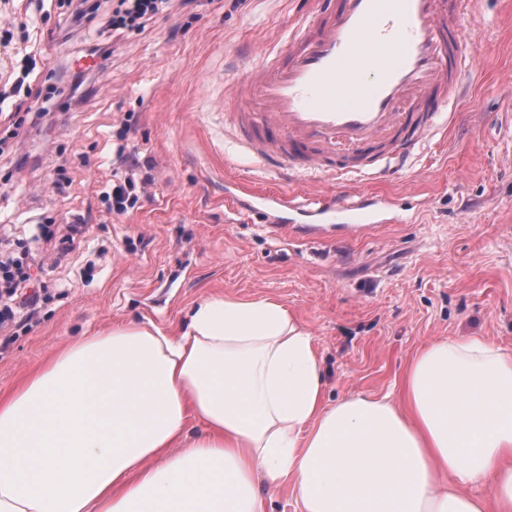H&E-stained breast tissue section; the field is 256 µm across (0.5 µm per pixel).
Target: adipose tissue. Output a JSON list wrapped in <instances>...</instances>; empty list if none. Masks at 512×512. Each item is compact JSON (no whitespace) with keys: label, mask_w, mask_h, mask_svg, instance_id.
<instances>
[{"label":"adipose tissue","mask_w":512,"mask_h":512,"mask_svg":"<svg viewBox=\"0 0 512 512\" xmlns=\"http://www.w3.org/2000/svg\"><path fill=\"white\" fill-rule=\"evenodd\" d=\"M400 397L327 403L284 303L211 296L170 333L69 342L0 394V512H265L260 480L299 512H512V351L433 342Z\"/></svg>","instance_id":"ef3b65f1"}]
</instances>
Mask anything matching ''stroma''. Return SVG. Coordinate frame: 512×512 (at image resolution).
Returning <instances> with one entry per match:
<instances>
[{"label":"stroma","mask_w":512,"mask_h":512,"mask_svg":"<svg viewBox=\"0 0 512 512\" xmlns=\"http://www.w3.org/2000/svg\"><path fill=\"white\" fill-rule=\"evenodd\" d=\"M58 3L0 0V18L18 24L11 42L0 41V86L12 61L31 56V85L48 89L49 73L66 62L47 40ZM316 8L317 0H213L199 17L158 19L116 45L82 111L26 139V149L64 162L70 187L57 190L46 169L9 188L0 160V212L11 217L0 250H24L42 216L88 225L67 254L46 257L40 311L0 351L1 392L72 339L131 320L167 330L210 296L285 303L315 338L332 403L385 395L435 341L479 337L512 350V0L468 6L481 70L447 136L387 180L340 185L346 195L392 197L397 222L354 237L329 224L302 238L234 198L248 186L311 203L323 178L288 176L241 147L225 90L280 53L294 22ZM123 119L155 181L138 209L112 218L98 189L117 169L113 131Z\"/></svg>","instance_id":"1"}]
</instances>
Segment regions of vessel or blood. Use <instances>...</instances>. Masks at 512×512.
Wrapping results in <instances>:
<instances>
[{
	"instance_id": "vessel-or-blood-1",
	"label": "vessel or blood",
	"mask_w": 512,
	"mask_h": 512,
	"mask_svg": "<svg viewBox=\"0 0 512 512\" xmlns=\"http://www.w3.org/2000/svg\"><path fill=\"white\" fill-rule=\"evenodd\" d=\"M464 0H322L297 21L282 55L237 85V133L260 159L331 183L401 169L438 131L436 116L458 102L481 52L466 39ZM260 206L288 208L352 231L387 221L393 203L328 192L308 205L277 193Z\"/></svg>"
}]
</instances>
